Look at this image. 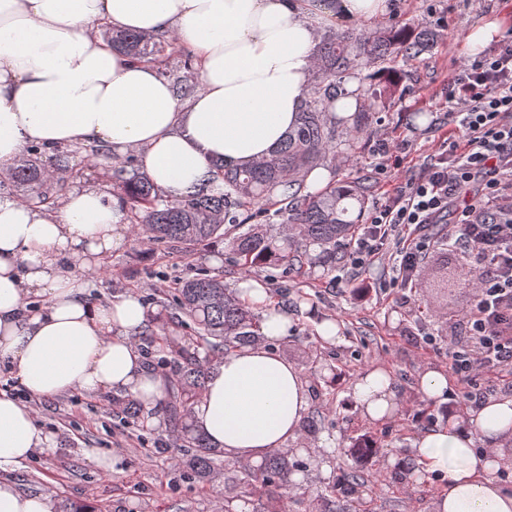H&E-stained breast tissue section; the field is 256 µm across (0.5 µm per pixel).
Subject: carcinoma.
Masks as SVG:
<instances>
[{"mask_svg":"<svg viewBox=\"0 0 512 512\" xmlns=\"http://www.w3.org/2000/svg\"><path fill=\"white\" fill-rule=\"evenodd\" d=\"M112 48L132 62L167 69L176 64L193 73L191 59L177 39L165 35L117 32ZM423 45L421 33L411 28H388L373 36L333 35L321 48V64L303 92L296 128L269 158L248 167L228 168L214 163L194 192L181 199L165 197L146 175L128 165L103 173L136 220L134 231L145 227L147 240L178 247L187 254L198 247L227 241L232 262L249 275L268 266L287 269L302 258V249L320 248L323 263L336 262L355 223L344 219L347 202L364 204L363 188L330 187L307 191L305 177L314 164L336 148V132L326 113L336 99V88L348 72L363 64L382 66L395 73L398 57H410ZM40 147L33 145L13 168L10 178L30 191V200L50 209L66 194L69 179H81L85 169L70 165L72 151L55 155L59 176L51 181L40 167ZM288 214V225L273 233L256 223L270 211ZM172 302L190 320L191 335L181 340L155 336L153 342L179 357L170 375L165 411L177 428L175 467L220 499L224 512H247L257 502L259 512H288V490L302 462L286 449H273L254 464L229 462L224 452L210 445L193 427L189 410L201 395L213 363L261 338L260 320L224 285V275L198 274L178 283ZM357 476L346 473L319 495L315 512H336V494L346 500L357 493Z\"/></svg>","mask_w":512,"mask_h":512,"instance_id":"1","label":"carcinoma"}]
</instances>
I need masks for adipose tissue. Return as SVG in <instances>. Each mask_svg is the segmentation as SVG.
I'll return each mask as SVG.
<instances>
[{
  "label": "adipose tissue",
  "instance_id": "obj_1",
  "mask_svg": "<svg viewBox=\"0 0 512 512\" xmlns=\"http://www.w3.org/2000/svg\"><path fill=\"white\" fill-rule=\"evenodd\" d=\"M390 0H0V174L28 146L103 142L142 166L164 195L192 192L214 162L245 167L269 157L297 120L315 68L319 27L380 17ZM175 33L195 50L201 91L176 97L157 68L133 64L101 28ZM126 208L93 185L73 188L56 210L0 195V364L30 397L127 394L159 408L166 381L136 344L150 321L140 296L97 303L101 257L126 242ZM287 313L264 312L260 341L225 354L190 409L194 428L226 457L257 462L300 437L310 394L302 371L273 342ZM353 396L378 420L399 408L390 373L365 369ZM512 396L449 416L416 436L423 473L445 478L434 512H512L499 480L512 458ZM51 437L31 406L0 390V471L20 467ZM0 512H54L50 491L0 481Z\"/></svg>",
  "mask_w": 512,
  "mask_h": 512
}]
</instances>
